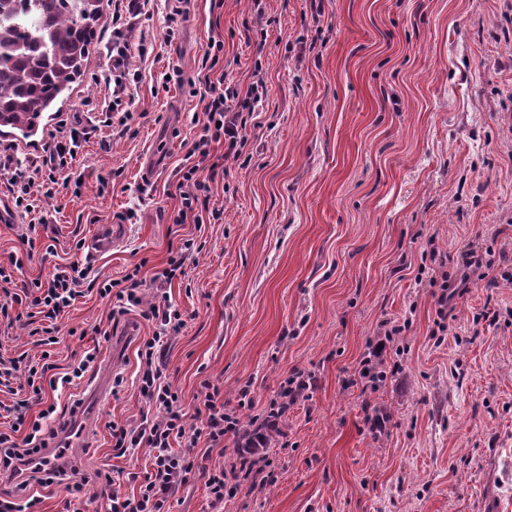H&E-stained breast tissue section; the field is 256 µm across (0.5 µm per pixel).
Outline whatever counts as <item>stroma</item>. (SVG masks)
<instances>
[{
  "label": "stroma",
  "mask_w": 512,
  "mask_h": 512,
  "mask_svg": "<svg viewBox=\"0 0 512 512\" xmlns=\"http://www.w3.org/2000/svg\"><path fill=\"white\" fill-rule=\"evenodd\" d=\"M223 2L146 5L131 33L148 52L129 60L127 133L100 121L112 22L97 19L83 76L35 136L14 139L29 153L79 121L90 130L73 166L81 181L44 202L33 249L21 243L24 225L0 223V261L20 259V286L73 262L98 282L134 269L147 279L170 245L191 241L185 276L167 288L185 326L163 353L186 413L206 380L241 425H258L293 370L315 375L261 451L272 462L263 485L225 491L221 512H512V280L502 277L512 255V0H317L314 10L265 0L261 18L252 0ZM176 7L185 16L172 37ZM214 37L226 82L246 88L261 66L270 98L242 160L212 187L219 220L177 224L175 186L201 133L192 83ZM173 70L179 82L161 88ZM158 144L164 161L142 184L141 160ZM104 224L127 225L126 242L87 258ZM466 243L488 253V277L443 320L418 279L431 251L452 257ZM405 319L380 356L387 378L372 385L359 375L369 345L382 322ZM57 324L59 368L96 344L94 376L124 378L100 403L72 390L81 408L68 474L83 484L84 512H104L114 488L98 472L123 471L116 489L129 495L127 473L149 462L145 448L115 457L108 424L141 420L132 380L150 327L134 311L113 317L93 291ZM376 407L387 413L379 429L367 420Z\"/></svg>",
  "instance_id": "stroma-1"
}]
</instances>
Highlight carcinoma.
Listing matches in <instances>:
<instances>
[{"instance_id":"carcinoma-1","label":"carcinoma","mask_w":512,"mask_h":512,"mask_svg":"<svg viewBox=\"0 0 512 512\" xmlns=\"http://www.w3.org/2000/svg\"><path fill=\"white\" fill-rule=\"evenodd\" d=\"M100 0H0V128L32 134L43 112L82 73ZM281 429H247L239 453L276 440Z\"/></svg>"}]
</instances>
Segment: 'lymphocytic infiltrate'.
<instances>
[{"mask_svg": "<svg viewBox=\"0 0 512 512\" xmlns=\"http://www.w3.org/2000/svg\"><path fill=\"white\" fill-rule=\"evenodd\" d=\"M149 0H112V99L107 112L119 113L120 126H129L134 118L122 107L127 92L129 71L126 61L131 53L145 54L144 45H133L127 38L139 23ZM224 43L211 40L201 58L203 76L200 80V100L204 105L203 133L193 145L200 162L184 166L177 185L179 207L174 223H205L208 200L220 165L210 162V147H224V159L239 160L247 144L246 129L256 119L268 99L270 88L263 77H254L247 89L241 90L215 78ZM80 137L77 128L46 143L43 158L30 157L13 169L9 183L16 210L28 215L39 202L51 198L58 183L56 174L73 159ZM192 242L186 241L170 249L163 268L156 270L150 281L152 300L143 303L140 288L143 284L137 273L99 283L101 298L110 299L114 315L122 316L130 308L141 310L142 317L152 328L138 348L139 369L136 382L147 405L149 416L139 425L110 423L112 448L117 456L145 446L151 450V465L144 473H129V481L138 485L137 494L126 496L112 492L106 512H170V497L180 486L186 485L196 474L193 454L199 443L216 448L227 435L236 433L239 419L236 410L226 408L217 387L202 382L196 395L198 401L194 416H187L182 398L174 390L163 371L161 353L172 336L185 325L180 310L171 302L166 290L178 276L184 275V263ZM431 274L428 284L438 305L439 313H446L449 305L463 296L470 280H484L485 263L475 247L466 245L456 253L459 278H452L446 270L447 261L441 255L431 254ZM20 262L9 258L0 262V321H12L14 311L25 309L28 334L35 346L41 347L39 359L27 355L7 357L0 354V394L10 395V402L0 401V412L11 419L8 430H0V479L17 482L19 490L28 497L19 504L0 496V512H34L40 502L31 494L30 486L51 487L58 482L64 469L56 457L46 456L44 450L49 437L56 434V403L48 402L47 391L66 390L76 386L84 374L96 363L100 350L88 348L69 371H55L50 363V348L58 344L56 321L80 297V286L87 279L85 269L78 265L55 269L44 280H34L21 292H14L13 273Z\"/></svg>", "mask_w": 512, "mask_h": 512, "instance_id": "obj_1", "label": "lymphocytic infiltrate"}]
</instances>
